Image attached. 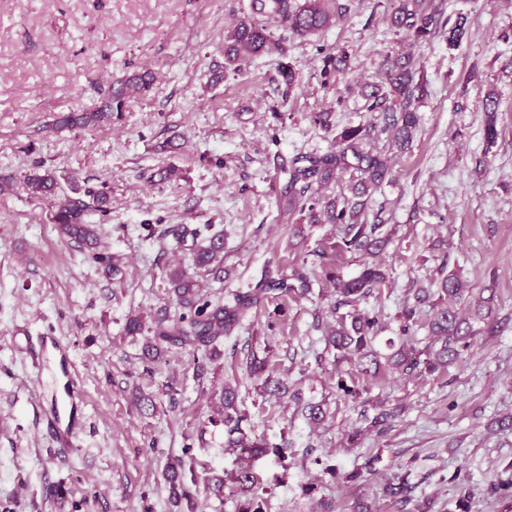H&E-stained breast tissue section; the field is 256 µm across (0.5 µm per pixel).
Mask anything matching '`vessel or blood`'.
<instances>
[{
	"instance_id": "b4317fda",
	"label": "vessel or blood",
	"mask_w": 512,
	"mask_h": 512,
	"mask_svg": "<svg viewBox=\"0 0 512 512\" xmlns=\"http://www.w3.org/2000/svg\"><path fill=\"white\" fill-rule=\"evenodd\" d=\"M23 342L25 346L35 349V364L41 380H49L62 386L59 395L55 397L47 425L53 431L59 446L73 447L77 437L74 418L82 409V384L71 358V345L66 337L52 332L34 338L24 337Z\"/></svg>"
}]
</instances>
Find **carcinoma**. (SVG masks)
Here are the masks:
<instances>
[{
  "label": "carcinoma",
  "instance_id": "obj_1",
  "mask_svg": "<svg viewBox=\"0 0 512 512\" xmlns=\"http://www.w3.org/2000/svg\"><path fill=\"white\" fill-rule=\"evenodd\" d=\"M398 6L390 14L392 27L405 30L420 40L441 28L438 10L431 0H397ZM269 14L283 23L299 38L315 35L334 25L342 17L341 7L335 0H250L247 16L228 32L224 38V59L231 66L247 57L258 56L270 49L271 35L252 21L255 14ZM383 83L371 86L364 94L367 112L381 115L382 132L390 133L392 146L405 152L411 147L413 133L419 123V102L424 95L422 84L415 82V64L408 56L388 55L381 64ZM152 78L143 73L129 77L124 82L111 86L102 104L92 112L62 113L56 117L57 129H86L112 122V113L122 109L126 99L141 94L150 88ZM487 112L485 136L493 144L498 137L496 103H485ZM375 126L358 125L343 129L336 135V149L323 155L301 156L291 161L288 181V212L308 213L310 223L325 220L343 229L341 249L364 255L377 254L388 242L381 235L383 221L374 216V223L363 224L361 215L368 209L371 192L388 179L389 164L381 153L371 147ZM349 175L351 195L341 193L325 202L323 210H317L319 200L308 194L313 184L328 185ZM24 188L28 194L51 197L56 194L58 179L53 172L36 165L25 177ZM110 195L104 188L93 192H73L66 195L55 207L51 216L60 232L93 248L97 244L92 225L86 223L88 211H109ZM224 240L212 236L207 245L197 249L195 267L210 266L222 260ZM166 277L171 284V293L182 313L176 319H158L154 325L145 327L138 316L130 318L125 327L129 336L145 335L144 350L156 357L162 344H178L190 348L196 374H204V360L218 353V343L231 334L246 312L261 303L270 292L281 295L304 297L311 292L310 278L294 272L287 278L279 270L269 268L263 280L251 292L238 294L231 304H212L205 299L194 276L184 267L169 269ZM336 280L335 309L345 308L339 316L336 329L326 336V343L343 357L354 362L360 374L368 378L380 375L384 366H389L405 375L431 374L455 362L461 349L469 346L474 335L471 321H483L491 317V299L484 298L470 308V317L464 318L456 309V303L468 291L464 280L455 273L443 277L437 288L438 301L431 300L430 290L418 288L414 303L405 305L399 315L400 333L398 341H389L391 353L382 354L374 348V341L381 330L377 314L357 310L360 301L372 295L384 280V274L374 264L364 265L361 272L350 279L333 273ZM429 310H424V307ZM416 326L429 329L432 342L419 351L409 344V334ZM293 398L301 407V413L311 424H319L327 417L323 404L302 401L300 394ZM219 402L224 415V428L228 435L227 446L240 450V464L232 475L233 489L243 501L237 512H261L260 502L271 487L264 485L254 472L251 459L261 454V445L248 438L243 428L246 415L240 410L235 388L226 385L221 390ZM185 461L177 458L167 467L166 486L170 501L178 506L191 504L196 490L185 480Z\"/></svg>",
  "mask_w": 512,
  "mask_h": 512
}]
</instances>
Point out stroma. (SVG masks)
<instances>
[{"label": "stroma", "instance_id": "obj_1", "mask_svg": "<svg viewBox=\"0 0 512 512\" xmlns=\"http://www.w3.org/2000/svg\"><path fill=\"white\" fill-rule=\"evenodd\" d=\"M346 16L301 39L270 23L273 48L235 67L224 37L240 0H0V512H236L198 486L193 507L174 506L163 476L190 455L197 479L235 472L213 393L238 388L245 429L266 451L254 471L272 489L264 512H502L493 483L512 479V0H435L441 20H467L459 46L443 34L417 41L388 22L390 0H340ZM415 57L425 94L410 149L373 147L387 158L388 182L373 192L391 242L378 261L385 281L362 310L380 313L381 339L397 336V316L412 285L437 288L458 273L474 294L494 301L474 322L470 347L448 369L419 377L385 373L366 382L352 362L326 348L335 324L327 272L349 279L365 261L340 250L336 227L283 211L285 166L322 154L344 128L377 121L361 86L381 81L387 54ZM347 55L336 72L327 55ZM292 65L293 86L282 68ZM151 72V88L126 100L100 128L49 131L60 112L95 109L110 84ZM497 102L498 140L488 144L483 103ZM56 172L58 195L108 188L109 213L92 212L100 253L62 237L55 201L22 188L35 163ZM176 168L178 176L161 172ZM224 236V263L195 269L213 303L254 287L264 268L300 270L315 285L304 297L269 296L219 345L203 378L188 348L165 345L154 360L126 321L145 326L176 317L169 266L194 267L199 241ZM54 330L72 345L83 382L85 427L60 456L39 413L48 396L28 380L17 349L21 331ZM265 374L324 403L317 426L288 398L264 394V376L246 369L248 353ZM360 388L344 398L338 380ZM156 407L140 410L135 390ZM398 407L384 433L360 416L363 399ZM289 444L287 463L276 446ZM281 484H274V477ZM401 477L409 504L383 497ZM64 487V499L51 495ZM312 494H305V487Z\"/></svg>", "mask_w": 512, "mask_h": 512}]
</instances>
